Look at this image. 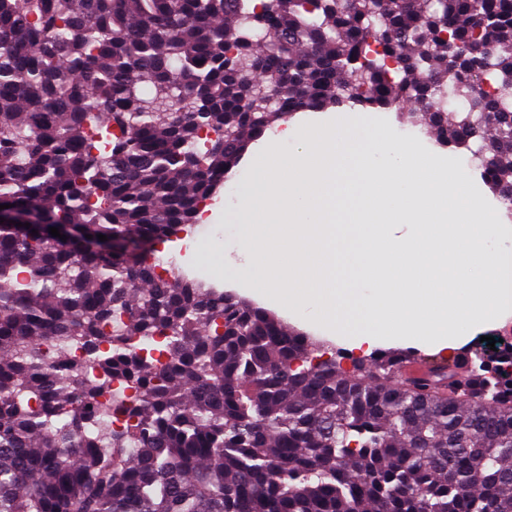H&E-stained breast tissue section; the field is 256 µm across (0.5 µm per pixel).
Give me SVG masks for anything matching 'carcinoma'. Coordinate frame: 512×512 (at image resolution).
<instances>
[{
    "mask_svg": "<svg viewBox=\"0 0 512 512\" xmlns=\"http://www.w3.org/2000/svg\"><path fill=\"white\" fill-rule=\"evenodd\" d=\"M349 101L481 140L512 210V0H0V512H512L511 350L345 369L140 251Z\"/></svg>",
    "mask_w": 512,
    "mask_h": 512,
    "instance_id": "obj_1",
    "label": "carcinoma"
}]
</instances>
